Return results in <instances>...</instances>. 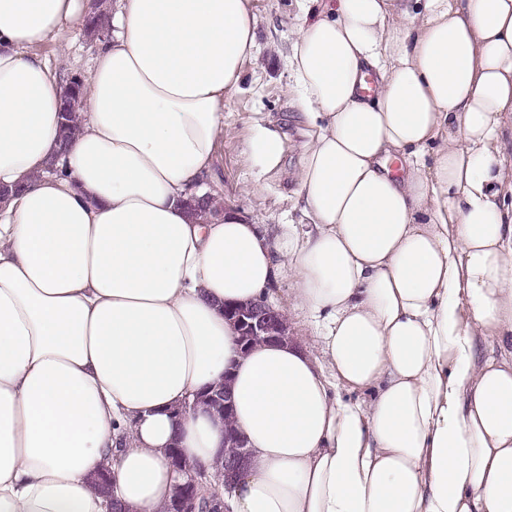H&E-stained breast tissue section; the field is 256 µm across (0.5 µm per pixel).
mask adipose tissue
Listing matches in <instances>:
<instances>
[{"label": "adipose tissue", "instance_id": "obj_1", "mask_svg": "<svg viewBox=\"0 0 512 512\" xmlns=\"http://www.w3.org/2000/svg\"><path fill=\"white\" fill-rule=\"evenodd\" d=\"M86 4L0 0V187H27L0 205V512H108L106 467L124 512H162L169 448L224 451L221 418L173 412L226 379L250 459L210 492L232 512H512V0H306L301 238L185 207L253 0H114L56 159L61 80L36 48ZM284 270L321 357L241 353L224 318Z\"/></svg>", "mask_w": 512, "mask_h": 512}]
</instances>
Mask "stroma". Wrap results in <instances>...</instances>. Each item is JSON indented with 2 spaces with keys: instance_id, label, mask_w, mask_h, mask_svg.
<instances>
[{
  "instance_id": "obj_1",
  "label": "stroma",
  "mask_w": 512,
  "mask_h": 512,
  "mask_svg": "<svg viewBox=\"0 0 512 512\" xmlns=\"http://www.w3.org/2000/svg\"><path fill=\"white\" fill-rule=\"evenodd\" d=\"M304 0H253L257 47L245 62L241 81L224 99V135L219 142L213 174L206 185L225 207L245 214L254 223L276 234L291 224L304 233L307 220L298 202V174L302 164L306 128L288 86L287 57L303 20ZM47 41L37 52L51 66L67 74L84 75L93 65L94 48L82 29L65 32L62 41ZM277 131L283 139L279 165L267 171L254 165L247 144L255 125ZM273 302L287 309L288 323L297 343L319 354L317 329L307 311L288 294L287 279L274 287Z\"/></svg>"
}]
</instances>
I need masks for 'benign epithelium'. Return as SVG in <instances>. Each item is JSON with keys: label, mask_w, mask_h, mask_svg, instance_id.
Here are the masks:
<instances>
[{"label": "benign epithelium", "mask_w": 512, "mask_h": 512, "mask_svg": "<svg viewBox=\"0 0 512 512\" xmlns=\"http://www.w3.org/2000/svg\"><path fill=\"white\" fill-rule=\"evenodd\" d=\"M224 315L234 322L240 332L239 343L245 349L255 341H290L288 320L284 315L266 300H258L240 310L224 308ZM230 402V392L214 389L205 396L197 397L195 404H202L212 410L225 408ZM250 455L249 449H237L233 458L224 462V468L209 472L202 467H190L181 460L175 467L179 473H189L187 482L176 486L175 496L170 512H224V503L209 499L206 505L199 503L197 489L207 487L212 480L224 479V486L231 484L242 474Z\"/></svg>", "instance_id": "1"}]
</instances>
